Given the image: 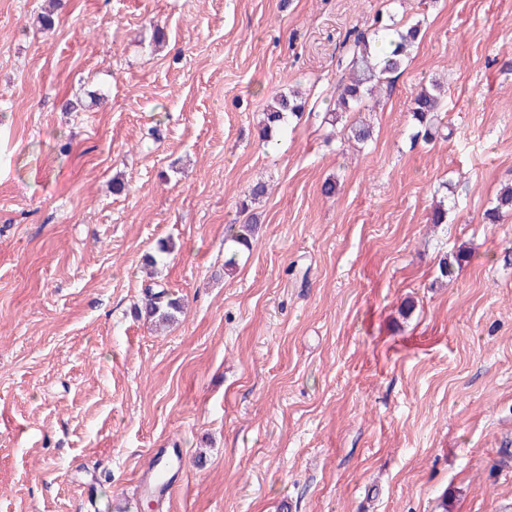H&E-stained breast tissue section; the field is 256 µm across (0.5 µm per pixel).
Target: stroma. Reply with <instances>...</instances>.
Masks as SVG:
<instances>
[{"instance_id": "obj_1", "label": "stroma", "mask_w": 512, "mask_h": 512, "mask_svg": "<svg viewBox=\"0 0 512 512\" xmlns=\"http://www.w3.org/2000/svg\"><path fill=\"white\" fill-rule=\"evenodd\" d=\"M44 3L0 0V512H143L170 446L157 512H512V211L484 219L512 184V0H62L43 32ZM380 9L423 36L357 150L325 114ZM433 79L454 135L415 145ZM156 284L186 307L163 330L134 314ZM305 103L294 90L273 99L263 113L261 121L260 140L264 147L273 144L275 134L289 125L293 119L299 121L302 118ZM257 225L256 217L251 215L249 220L240 226V229L236 232L229 234L225 239V245L230 242V244L225 247V260H224V268L226 270H232L233 267L237 264V257L240 253V246L249 247L250 244V235L254 234ZM175 473L161 467L152 466L138 473V482L144 493L154 499H171L175 487Z\"/></svg>"}]
</instances>
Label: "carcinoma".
Listing matches in <instances>:
<instances>
[{"label":"carcinoma","mask_w":512,"mask_h":512,"mask_svg":"<svg viewBox=\"0 0 512 512\" xmlns=\"http://www.w3.org/2000/svg\"><path fill=\"white\" fill-rule=\"evenodd\" d=\"M421 23L400 25L393 18L376 14L371 21L348 29L339 46L336 61V91L331 122L336 123L343 114L358 108L363 100L392 91L403 66L416 43ZM445 99L438 83L423 87L409 99L408 111L414 120L412 140L431 142L450 135L448 125L442 123ZM305 112V102L295 91L273 99L263 113L260 140L267 147L275 140V134L294 119L299 120ZM512 210V186L504 187L496 199V205L486 211L487 219L496 222L502 210ZM257 225L252 216L236 232L225 238L224 269L231 270L237 264L240 247L249 246L250 235ZM140 312L145 318L168 324L184 313L183 303L171 296L164 288L146 290L145 301Z\"/></svg>","instance_id":"cac0c4a2"}]
</instances>
